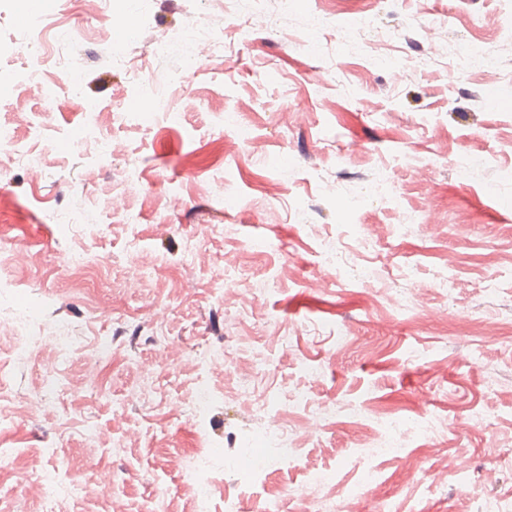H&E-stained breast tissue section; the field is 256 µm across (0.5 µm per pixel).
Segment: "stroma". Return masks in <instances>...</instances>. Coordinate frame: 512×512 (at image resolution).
<instances>
[{
  "instance_id": "1",
  "label": "stroma",
  "mask_w": 512,
  "mask_h": 512,
  "mask_svg": "<svg viewBox=\"0 0 512 512\" xmlns=\"http://www.w3.org/2000/svg\"><path fill=\"white\" fill-rule=\"evenodd\" d=\"M24 0H0V74L32 64ZM133 16L110 61L105 13ZM371 27L354 31L357 18ZM512 0H109L71 15L56 0L40 40L43 70H69L52 99L27 83L0 99V124L38 169H0V512H47L59 492L90 488L70 512H183L184 467L206 473L209 512H300L309 469L329 471L320 496L346 506L363 480L353 451L374 418L413 429L403 460L376 459L380 479L358 512H512ZM195 26L191 64L156 43ZM223 35L229 56L209 51ZM493 49L496 69L453 70L465 44ZM132 64L161 79L144 111ZM496 90L503 108L489 110ZM103 121L92 136L91 114ZM388 178L400 203L376 195ZM105 269L93 294L74 287V244ZM376 268L344 275L328 250ZM43 337L16 358L13 326ZM75 346L65 392L38 405L55 365L53 328ZM110 337L98 377L89 351ZM224 347V365L208 350ZM287 407L295 456L246 485L225 469L241 441L261 451L262 423L225 398L245 359ZM309 365L310 374L299 366ZM156 396L137 397L143 377ZM200 382L215 394L205 425L186 405ZM292 390L335 407L313 420ZM453 458L464 469L450 467Z\"/></svg>"
}]
</instances>
